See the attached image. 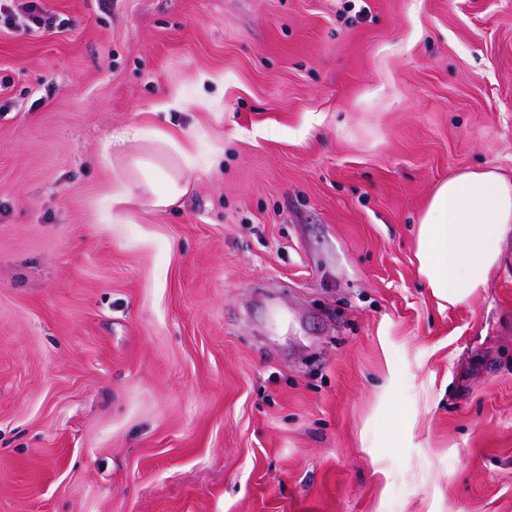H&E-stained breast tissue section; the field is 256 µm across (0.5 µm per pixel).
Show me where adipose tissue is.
<instances>
[{"label": "adipose tissue", "instance_id": "1", "mask_svg": "<svg viewBox=\"0 0 512 512\" xmlns=\"http://www.w3.org/2000/svg\"><path fill=\"white\" fill-rule=\"evenodd\" d=\"M155 157L135 158L132 171L117 178L105 199L113 217H121L133 198L135 182H143L151 205L165 208L187 192L179 167L162 163L169 153L183 154L169 133L154 136ZM512 234V179L493 169L457 172L434 190L419 220V271L433 293L456 305L486 287L501 261V242Z\"/></svg>", "mask_w": 512, "mask_h": 512}]
</instances>
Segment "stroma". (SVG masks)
Returning <instances> with one entry per match:
<instances>
[{"label": "stroma", "instance_id": "35a3bbf8", "mask_svg": "<svg viewBox=\"0 0 512 512\" xmlns=\"http://www.w3.org/2000/svg\"><path fill=\"white\" fill-rule=\"evenodd\" d=\"M8 6L0 512H512V236L453 307L416 259L512 178V0ZM156 131L187 194L107 220Z\"/></svg>", "mask_w": 512, "mask_h": 512}]
</instances>
